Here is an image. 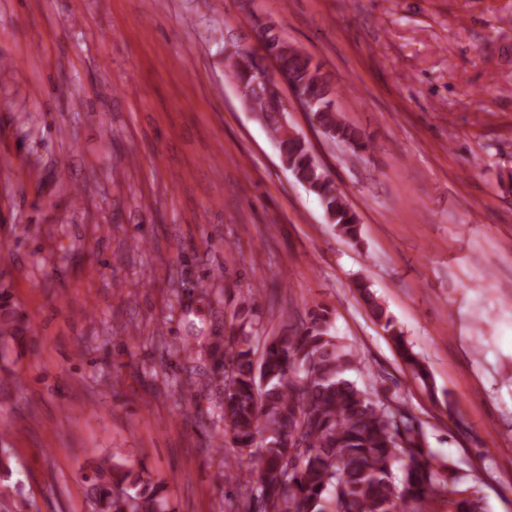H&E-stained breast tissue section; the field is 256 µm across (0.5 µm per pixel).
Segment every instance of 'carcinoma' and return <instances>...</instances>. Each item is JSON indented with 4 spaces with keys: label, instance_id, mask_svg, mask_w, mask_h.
<instances>
[{
    "label": "carcinoma",
    "instance_id": "1",
    "mask_svg": "<svg viewBox=\"0 0 512 512\" xmlns=\"http://www.w3.org/2000/svg\"><path fill=\"white\" fill-rule=\"evenodd\" d=\"M282 69L300 95L313 103L323 134L356 150L368 148L363 134L334 107L320 66L284 39ZM242 96L260 113L276 140L283 164L322 203L329 223L359 240L360 224L346 195L308 149L305 139L284 135L275 96L255 83L241 56L227 57ZM371 315L382 325L413 376L434 391L427 365L364 280L355 283ZM26 332L9 292L0 291V336ZM224 337V430L214 432L224 456L225 479L245 488L240 512H427L446 499L451 512H483L481 500L460 488L463 477L449 458L425 449L420 423L396 396L372 397L350 373L359 354L333 331L328 310L308 312L291 332L253 342L248 318L235 315ZM88 512H167L166 484L154 482L112 454L87 462Z\"/></svg>",
    "mask_w": 512,
    "mask_h": 512
}]
</instances>
